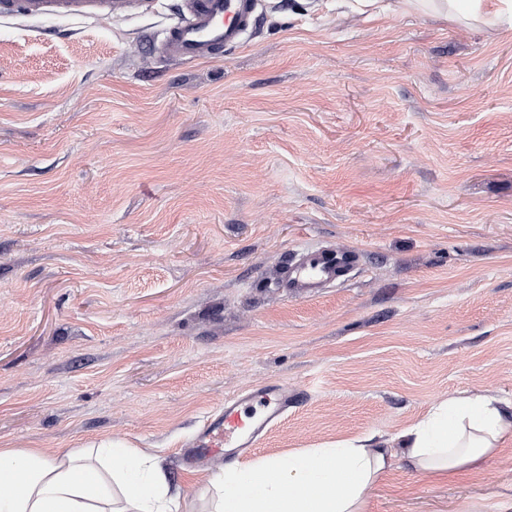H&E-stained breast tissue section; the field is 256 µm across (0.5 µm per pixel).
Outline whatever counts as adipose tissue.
<instances>
[{
    "label": "adipose tissue",
    "mask_w": 512,
    "mask_h": 512,
    "mask_svg": "<svg viewBox=\"0 0 512 512\" xmlns=\"http://www.w3.org/2000/svg\"><path fill=\"white\" fill-rule=\"evenodd\" d=\"M405 11H435L496 25L512 20V0H400ZM512 432V413L487 394L451 396L399 436L395 448L372 437L296 448L224 467L210 480L208 512H368L370 492L396 459L422 476L477 466ZM0 512H197L172 485L162 460L107 445L50 454L0 448Z\"/></svg>",
    "instance_id": "ef3b65f1"
}]
</instances>
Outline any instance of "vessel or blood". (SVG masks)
I'll list each match as a JSON object with an SVG mask.
<instances>
[{
    "label": "vessel or blood",
    "instance_id": "obj_1",
    "mask_svg": "<svg viewBox=\"0 0 512 512\" xmlns=\"http://www.w3.org/2000/svg\"><path fill=\"white\" fill-rule=\"evenodd\" d=\"M141 0H0V18L19 16L107 19L141 8ZM257 0H182L178 23L164 31L159 55L171 61H203L219 49L242 44L256 22ZM354 252L323 247L294 251L279 274L278 286L294 299L317 295L353 269ZM301 393L267 385L225 398L189 443L186 457L197 463L220 448L257 447L261 439L302 402Z\"/></svg>",
    "mask_w": 512,
    "mask_h": 512
}]
</instances>
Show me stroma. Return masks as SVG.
Segmentation results:
<instances>
[{"label": "stroma", "instance_id": "stroma-1", "mask_svg": "<svg viewBox=\"0 0 512 512\" xmlns=\"http://www.w3.org/2000/svg\"><path fill=\"white\" fill-rule=\"evenodd\" d=\"M0 20V448L159 453L276 381L254 453L371 434L437 400L512 404V28L398 0H261L238 48L172 64L180 0ZM354 250L311 299L292 250ZM369 512H512V434L439 478L397 460Z\"/></svg>", "mask_w": 512, "mask_h": 512}]
</instances>
